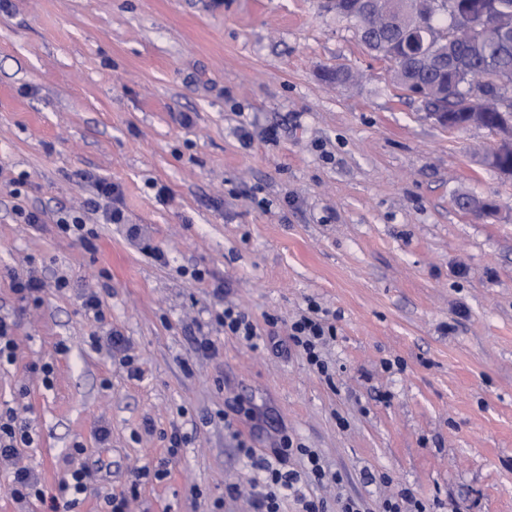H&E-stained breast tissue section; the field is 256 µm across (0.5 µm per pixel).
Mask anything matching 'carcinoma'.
I'll use <instances>...</instances> for the list:
<instances>
[{
	"label": "carcinoma",
	"mask_w": 512,
	"mask_h": 512,
	"mask_svg": "<svg viewBox=\"0 0 512 512\" xmlns=\"http://www.w3.org/2000/svg\"><path fill=\"white\" fill-rule=\"evenodd\" d=\"M376 0L364 15L331 13L415 92L425 112H446L453 128L496 135L512 123V0Z\"/></svg>",
	"instance_id": "carcinoma-1"
}]
</instances>
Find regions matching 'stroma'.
<instances>
[{
    "mask_svg": "<svg viewBox=\"0 0 512 512\" xmlns=\"http://www.w3.org/2000/svg\"><path fill=\"white\" fill-rule=\"evenodd\" d=\"M324 3L0 9V315L20 345L0 366V407L23 409L36 445L21 460L48 489L74 443L101 462L79 512H100L134 467L162 460L168 476L143 481L130 512H250L228 420L264 456L284 434L319 452L343 482L305 491L331 503L408 488L446 510L512 512V178L483 164L487 129L430 120ZM339 66L354 83L325 81ZM243 121L281 136L243 145ZM94 176L121 186L126 221L87 211L92 255L54 214L84 209ZM464 194L496 199L498 214L460 208ZM19 204L45 209L43 223H17ZM31 267L47 283L38 307L10 288ZM193 267L208 270L204 282ZM62 273L71 286L60 290ZM87 284L101 288L106 324L80 308ZM216 287L283 327L319 302L336 326L333 382L296 353L209 326ZM109 328L140 378L92 347ZM202 334L216 354L197 351ZM34 362L53 365L52 387ZM175 431L187 440L172 456ZM233 483L242 494L230 500Z\"/></svg>",
    "mask_w": 512,
    "mask_h": 512,
    "instance_id": "stroma-1",
    "label": "stroma"
}]
</instances>
